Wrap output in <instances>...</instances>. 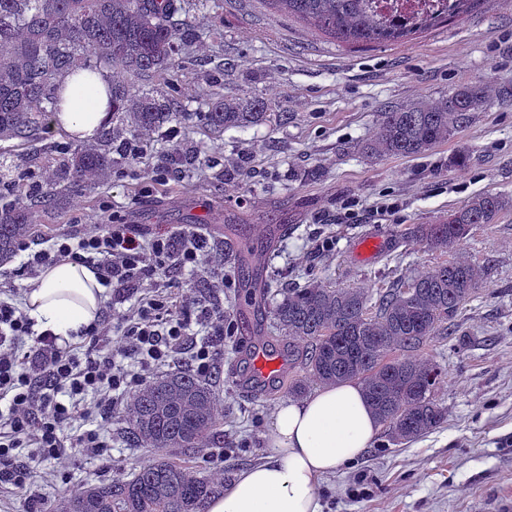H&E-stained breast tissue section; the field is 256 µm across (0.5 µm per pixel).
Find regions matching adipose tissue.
<instances>
[{
    "label": "adipose tissue",
    "instance_id": "adipose-tissue-1",
    "mask_svg": "<svg viewBox=\"0 0 512 512\" xmlns=\"http://www.w3.org/2000/svg\"><path fill=\"white\" fill-rule=\"evenodd\" d=\"M60 83V128L82 140L99 137L109 118V76L68 74ZM104 293L91 267L64 260L29 281L23 308L37 331H52L67 342L97 320ZM377 429L361 387L353 383L321 388L302 401L285 400L267 435V461L242 471L208 502L207 512H321L320 479L361 457Z\"/></svg>",
    "mask_w": 512,
    "mask_h": 512
}]
</instances>
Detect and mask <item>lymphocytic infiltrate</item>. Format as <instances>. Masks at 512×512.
Here are the masks:
<instances>
[{
	"instance_id": "f902f5d3",
	"label": "lymphocytic infiltrate",
	"mask_w": 512,
	"mask_h": 512,
	"mask_svg": "<svg viewBox=\"0 0 512 512\" xmlns=\"http://www.w3.org/2000/svg\"><path fill=\"white\" fill-rule=\"evenodd\" d=\"M17 250L27 256L19 275L36 278L65 258L95 268L110 290L98 319L77 331L78 352L60 347L52 332L33 333L27 315L0 299V400L8 402L0 409V484L25 493L27 512H51L17 449L52 460L68 458L75 448L102 455L107 446L102 427L121 410L124 395L141 388L148 373L175 366L186 349L192 352L191 369L210 377L231 329L223 302L190 295L174 301L167 294L170 268L192 269L213 256V244L200 233L147 237L114 216L106 232L67 230L44 248L23 240ZM134 294L140 297L137 307L124 310ZM196 326L205 338L193 336ZM121 355L136 357L139 372L118 364ZM80 415L98 420V428L65 438Z\"/></svg>"
}]
</instances>
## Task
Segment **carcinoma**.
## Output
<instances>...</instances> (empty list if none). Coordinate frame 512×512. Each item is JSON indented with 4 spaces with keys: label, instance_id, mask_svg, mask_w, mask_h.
<instances>
[{
    "label": "carcinoma",
    "instance_id": "cac0c4a2",
    "mask_svg": "<svg viewBox=\"0 0 512 512\" xmlns=\"http://www.w3.org/2000/svg\"><path fill=\"white\" fill-rule=\"evenodd\" d=\"M483 0H456L450 15L426 16L416 28L386 27L361 7V0H262L302 18L333 39L356 47L406 43L429 28L475 8ZM210 0H0V142L34 146L46 140L61 112L58 79L102 64L126 77L109 90L111 118L96 144L76 139L63 145V163L36 171L28 156L16 169L28 184L0 188V267L12 261L16 245L35 235L37 225L66 202L91 192L112 175V153L175 121L195 118L213 129L247 128L270 113L255 99L220 95L206 112L172 110L163 96L146 92L129 77L178 69L182 46L202 38L184 15L204 11ZM491 102L490 86L479 80L451 94L422 99L379 114L376 133L360 145L373 156L423 157L467 126ZM512 208V197L483 193L433 224H417L409 236L429 251L446 252L473 230L493 224ZM224 228V256L247 268L254 262ZM485 268L463 256L411 276L372 299L363 287H332L317 281L289 288L271 317L287 342L291 396L308 381L320 386L357 383L386 437L415 440L448 419V407L434 398L442 369L416 351L436 336L478 290ZM125 433L158 457L110 479L85 483L64 498L60 512H205L216 493L212 479L171 460L166 451L202 452L224 443V413L216 387L183 366L154 378L133 394L117 416Z\"/></svg>",
    "mask_w": 512,
    "mask_h": 512
}]
</instances>
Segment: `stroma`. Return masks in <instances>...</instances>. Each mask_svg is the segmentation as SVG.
<instances>
[{"label":"stroma","mask_w":512,"mask_h":512,"mask_svg":"<svg viewBox=\"0 0 512 512\" xmlns=\"http://www.w3.org/2000/svg\"><path fill=\"white\" fill-rule=\"evenodd\" d=\"M221 2L203 41L183 48L176 88L161 74L135 83L168 90L177 108L192 112L222 94L256 98L271 119L221 132L186 120L174 141L155 131L138 157L115 156L107 181L46 219L35 241L108 213L152 234L191 225L220 247L218 226L231 217L258 249L276 230L273 291L317 279L374 295L444 259L405 238V229L434 223L480 193L512 197V0H484L411 42L366 50L259 0ZM478 80L491 86V107L431 154L360 151L379 112ZM281 112L287 120H278ZM463 151L469 158L460 167L454 159ZM160 160L169 174L156 182ZM386 203L396 204L394 216L377 215ZM375 235L383 250L362 259L359 243ZM458 251L485 267L484 285L458 310L451 335L420 351L446 373L435 397L447 406V421L400 446L377 431L365 455L320 480L321 512H512V209L477 227ZM229 319L234 334L215 377L224 445L189 461L222 488L270 456L272 414L286 398H256L239 376H228L240 367L244 327L238 309ZM107 436L103 457L78 449L62 462L33 460L39 492L57 503L83 483L156 455L128 440L119 424Z\"/></svg>","instance_id":"35a3bbf8"}]
</instances>
